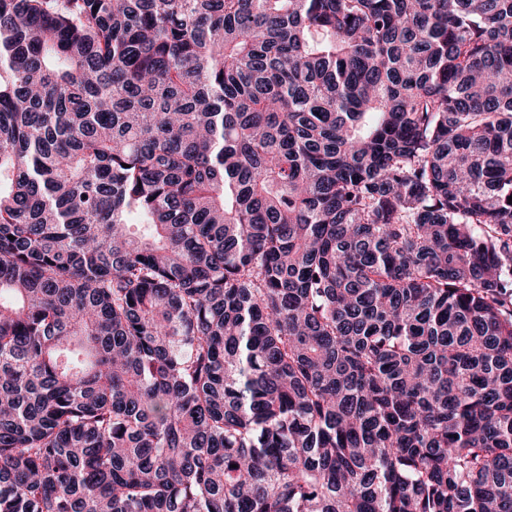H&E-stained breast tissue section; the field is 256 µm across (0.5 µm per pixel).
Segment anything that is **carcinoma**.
<instances>
[{
    "instance_id": "carcinoma-1",
    "label": "carcinoma",
    "mask_w": 512,
    "mask_h": 512,
    "mask_svg": "<svg viewBox=\"0 0 512 512\" xmlns=\"http://www.w3.org/2000/svg\"><path fill=\"white\" fill-rule=\"evenodd\" d=\"M510 196L512 0H0V512H512Z\"/></svg>"
}]
</instances>
